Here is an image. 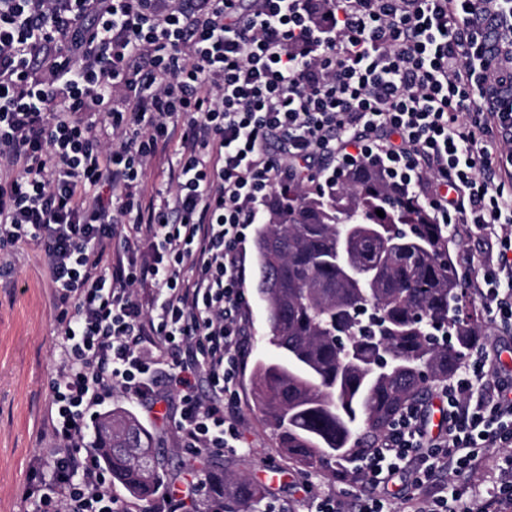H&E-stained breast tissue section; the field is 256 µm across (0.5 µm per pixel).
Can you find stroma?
Listing matches in <instances>:
<instances>
[{
	"instance_id": "1",
	"label": "stroma",
	"mask_w": 512,
	"mask_h": 512,
	"mask_svg": "<svg viewBox=\"0 0 512 512\" xmlns=\"http://www.w3.org/2000/svg\"><path fill=\"white\" fill-rule=\"evenodd\" d=\"M255 279L254 265H247V368L240 376L237 405L244 448L211 455L210 460L225 474L268 482L270 492L264 500L268 512H296L306 496L334 486L335 470L305 469L284 457L254 408L248 368L256 359L273 354L265 341V310L255 292ZM59 311L42 247L33 241L23 244L10 270L0 273V512H33L29 491L35 476L52 475V462L42 451L54 444L50 386L59 363ZM112 404L129 408L155 438L165 482L173 484L178 467L194 459L180 448L174 431L176 400L157 404L150 413L130 405L117 391Z\"/></svg>"
}]
</instances>
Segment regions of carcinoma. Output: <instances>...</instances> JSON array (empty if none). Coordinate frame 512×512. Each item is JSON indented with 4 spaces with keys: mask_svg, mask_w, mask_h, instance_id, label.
Returning a JSON list of instances; mask_svg holds the SVG:
<instances>
[{
    "mask_svg": "<svg viewBox=\"0 0 512 512\" xmlns=\"http://www.w3.org/2000/svg\"><path fill=\"white\" fill-rule=\"evenodd\" d=\"M453 245V234L371 169L326 190L273 196L254 251L276 356L253 365V403L285 456L321 469L383 436L426 388L422 372L448 379L479 341V316L457 315ZM418 311L445 340L418 325ZM96 440L112 482L150 500L162 475L139 421L114 409L98 420ZM264 491L216 474L206 488L223 512H263Z\"/></svg>",
    "mask_w": 512,
    "mask_h": 512,
    "instance_id": "obj_1",
    "label": "carcinoma"
}]
</instances>
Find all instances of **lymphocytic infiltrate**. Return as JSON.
Listing matches in <instances>:
<instances>
[{"label":"lymphocytic infiltrate","instance_id":"lymphocytic-infiltrate-1","mask_svg":"<svg viewBox=\"0 0 512 512\" xmlns=\"http://www.w3.org/2000/svg\"><path fill=\"white\" fill-rule=\"evenodd\" d=\"M504 30L512 0H0V246L41 243L61 307L57 445L35 512H120L88 425L116 389L150 406L176 395L181 447L241 448L224 410L245 357L241 244L274 189L319 170L332 183L375 167L479 239L465 291L512 330V60L491 42ZM174 139L167 183L142 201ZM503 375L475 346L434 388L444 434L410 403L307 512H346L354 479L356 512H512ZM491 448L486 494L443 484ZM177 149L178 142L177 140H173L166 148H160L158 150L143 177L142 193L145 202L149 200L154 188L159 187L167 180L169 164L171 163V159L175 162Z\"/></svg>","mask_w":512,"mask_h":512}]
</instances>
